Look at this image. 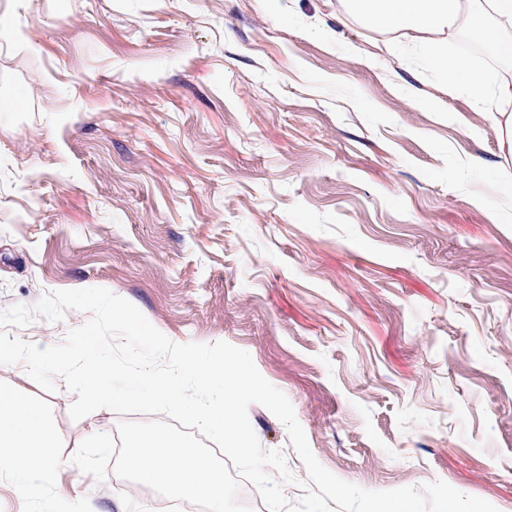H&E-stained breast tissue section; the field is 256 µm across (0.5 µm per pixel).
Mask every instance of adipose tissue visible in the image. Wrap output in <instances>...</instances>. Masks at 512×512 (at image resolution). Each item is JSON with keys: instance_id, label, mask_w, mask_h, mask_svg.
Listing matches in <instances>:
<instances>
[{"instance_id": "adipose-tissue-1", "label": "adipose tissue", "mask_w": 512, "mask_h": 512, "mask_svg": "<svg viewBox=\"0 0 512 512\" xmlns=\"http://www.w3.org/2000/svg\"><path fill=\"white\" fill-rule=\"evenodd\" d=\"M339 10L365 27L398 35L427 49L449 76L467 74L458 55L460 37L470 36L494 56L495 74L470 80L469 97L498 113L499 135L512 152V0H337ZM58 441L44 413L10 389H0V469L22 473L26 488L51 477Z\"/></svg>"}]
</instances>
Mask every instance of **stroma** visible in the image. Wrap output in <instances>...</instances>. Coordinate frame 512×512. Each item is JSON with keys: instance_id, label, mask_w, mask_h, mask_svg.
<instances>
[{"instance_id": "35a3bbf8", "label": "stroma", "mask_w": 512, "mask_h": 512, "mask_svg": "<svg viewBox=\"0 0 512 512\" xmlns=\"http://www.w3.org/2000/svg\"><path fill=\"white\" fill-rule=\"evenodd\" d=\"M0 312L105 288L176 343L247 351L317 461L512 512V200L494 116L336 0H0ZM89 313L10 328L41 348ZM44 408L53 478L0 512H165L112 473L121 415ZM304 493L285 426L248 408ZM104 445L83 447L90 426Z\"/></svg>"}]
</instances>
